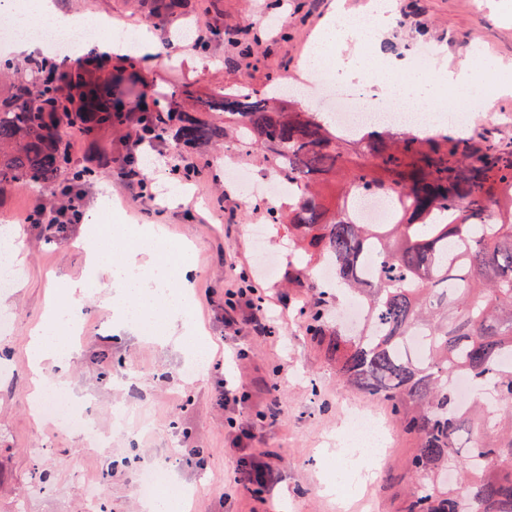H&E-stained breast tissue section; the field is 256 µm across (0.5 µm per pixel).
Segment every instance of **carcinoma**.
Instances as JSON below:
<instances>
[{
    "instance_id": "1",
    "label": "carcinoma",
    "mask_w": 512,
    "mask_h": 512,
    "mask_svg": "<svg viewBox=\"0 0 512 512\" xmlns=\"http://www.w3.org/2000/svg\"><path fill=\"white\" fill-rule=\"evenodd\" d=\"M152 18L185 0H143ZM210 36L224 37L220 0H208ZM134 123L128 174L147 141L171 139L181 153L233 136L259 146L292 189L288 209L266 208L271 224L308 241L306 264L330 267L336 287L358 297L369 326L349 332L328 321L329 293L313 282L302 314L325 345L336 381L387 404L411 453L399 512H512V151L448 138L402 139L404 161L371 131L367 160L342 150L343 138L274 94L220 90L214 100L185 84L151 91L130 59L97 54L62 67L41 56H0V194L28 183L71 195L112 169L104 136ZM85 147L73 161L64 136ZM345 172L342 204L330 211L313 189ZM367 192L398 220L362 224L353 199ZM462 377L487 400L465 403Z\"/></svg>"
}]
</instances>
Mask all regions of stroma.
Segmentation results:
<instances>
[{"instance_id": "obj_1", "label": "stroma", "mask_w": 512, "mask_h": 512, "mask_svg": "<svg viewBox=\"0 0 512 512\" xmlns=\"http://www.w3.org/2000/svg\"><path fill=\"white\" fill-rule=\"evenodd\" d=\"M66 10L90 18L108 17L137 25L149 16L136 0H61ZM374 0H223L222 24L229 38L211 42L210 66L198 67L199 49L181 39L179 22L157 23L161 44L174 59L147 65L137 62L140 78L163 90L189 83L200 94L219 88L258 90L283 84L292 96L291 111L306 112L329 123L327 96L309 101L302 62L334 4L358 15ZM392 14L384 43L405 50L429 45L437 67L452 69L473 53L486 55L494 68L512 72V0H391ZM281 15L283 28L264 20ZM464 136L473 144L490 140L512 148V85L501 86L485 103ZM127 130L112 133L111 171L83 189L84 203L109 196L110 223L156 224L160 245L187 251L192 269L191 318L209 339L205 368L185 373L178 340L160 345L142 334L117 329L103 296L78 303L81 330L66 375L74 408L112 436L91 447L76 431L54 426L35 415L30 399L37 389L26 354L29 333L41 320L54 279H92L75 242L81 227L64 231L30 223L29 212L48 203L52 191L27 184L0 195V230L10 219L20 222L23 284L0 291V512H142L134 492L142 466L161 463L175 482L191 491L186 512H397L401 488L397 477L410 453L402 430H395L372 479L350 491L329 489L336 464V439L346 426V412L362 407L389 417L381 401L336 383V369L322 347L305 331L300 306L307 289L288 276L298 252L284 225L267 223L262 205L247 200L225 171L238 167L264 173L258 149L236 141L203 146L195 159L200 176L186 181L169 173L178 150L156 142L144 158L155 174L147 186L126 179L120 168ZM264 227L263 242L248 233ZM250 282L269 304L276 323L270 335L248 326H224L228 289ZM245 351L237 359V351ZM236 385L243 398L224 407L218 391ZM132 410L123 431L113 428L115 413ZM208 462L199 469L194 456ZM263 458L273 482L262 492L234 484L242 458ZM101 497H91V490Z\"/></svg>"}]
</instances>
